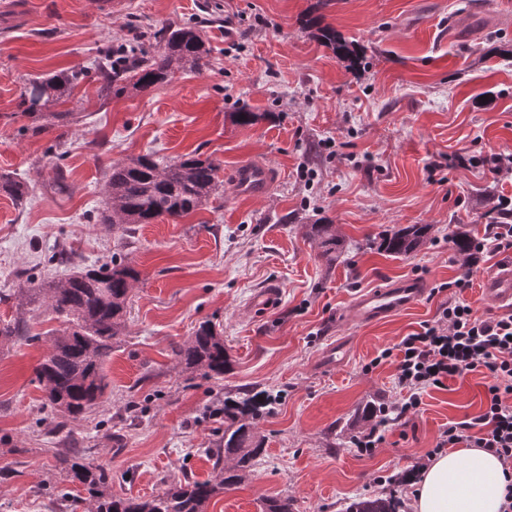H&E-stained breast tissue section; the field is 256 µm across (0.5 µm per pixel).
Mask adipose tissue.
I'll list each match as a JSON object with an SVG mask.
<instances>
[{"instance_id": "obj_1", "label": "adipose tissue", "mask_w": 512, "mask_h": 512, "mask_svg": "<svg viewBox=\"0 0 512 512\" xmlns=\"http://www.w3.org/2000/svg\"><path fill=\"white\" fill-rule=\"evenodd\" d=\"M508 480L494 454L462 448L434 457L415 483V512H503Z\"/></svg>"}]
</instances>
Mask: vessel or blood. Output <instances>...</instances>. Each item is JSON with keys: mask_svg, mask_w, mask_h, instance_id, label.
<instances>
[{"mask_svg": "<svg viewBox=\"0 0 512 512\" xmlns=\"http://www.w3.org/2000/svg\"><path fill=\"white\" fill-rule=\"evenodd\" d=\"M267 182L268 173L260 166H242L236 175L239 194L249 197L262 195ZM483 292L492 303L512 305V264L508 265L505 271L486 276L483 281ZM421 296V288L412 280H405L389 287L367 289L352 300L350 315L359 323L380 321L412 307ZM347 351L346 341H328L321 354V368L334 369L344 360Z\"/></svg>", "mask_w": 512, "mask_h": 512, "instance_id": "vessel-or-blood-1", "label": "vessel or blood"}]
</instances>
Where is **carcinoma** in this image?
<instances>
[{
	"label": "carcinoma",
	"mask_w": 512,
	"mask_h": 512,
	"mask_svg": "<svg viewBox=\"0 0 512 512\" xmlns=\"http://www.w3.org/2000/svg\"><path fill=\"white\" fill-rule=\"evenodd\" d=\"M319 39L355 69L361 65L347 44L324 27ZM210 48L202 29L193 24L169 25L163 45L154 53L136 46L124 51L123 59L105 57L98 61V96L109 99L127 90L145 91L165 82L177 71L200 72L209 64ZM86 70L60 71L32 80L20 95L22 112L37 119L69 120V112L48 108L70 96ZM220 164L210 159L185 155L165 164L149 154L126 158L112 164L105 186L106 209L101 223L112 227L125 224H152L161 217L174 221L197 209L224 188L219 179ZM0 192L16 202L29 193L27 184L6 174L0 175ZM432 230L430 224H409L385 234L381 248L390 255L407 256L424 247ZM308 238L331 260L342 252L344 239L333 224H310ZM456 256L467 266L472 261L471 231L458 226L452 234ZM139 272L129 262L112 258L101 265H82L58 281L25 280L13 296L22 306L43 300L52 312L66 318L69 328L52 337L51 350L35 367L36 379L45 400L63 419H77L102 402L108 388L104 371L112 353V343L125 335L128 296ZM173 354L186 372H202L215 379L233 369V360L224 346L223 333L205 321L194 336L176 346ZM277 396L265 389L246 387L224 393L223 407L210 412L224 424V434L209 450L215 459V476L204 481L176 482L162 492L145 497H123L106 493L112 474L77 452L58 456L61 470L72 483L80 484L95 512H207L211 499L224 489L244 482L257 459L265 454L257 423L272 413ZM381 416L380 406L366 405L359 417L362 427L373 429ZM403 501L396 494L359 497L344 512H402Z\"/></svg>",
	"instance_id": "obj_1"
}]
</instances>
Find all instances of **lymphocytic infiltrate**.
Here are the masks:
<instances>
[{
    "label": "lymphocytic infiltrate",
    "instance_id": "1",
    "mask_svg": "<svg viewBox=\"0 0 512 512\" xmlns=\"http://www.w3.org/2000/svg\"><path fill=\"white\" fill-rule=\"evenodd\" d=\"M382 358L397 357L399 402L385 406L383 425L354 439L359 451L370 453L385 441L384 429L405 424L422 405L429 388L444 387L448 379L486 370L485 410L478 416L449 423L437 449L467 443L493 452L512 465V310L485 318L474 316L461 299L449 300L437 318L404 336Z\"/></svg>",
    "mask_w": 512,
    "mask_h": 512
}]
</instances>
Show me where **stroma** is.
Here are the masks:
<instances>
[{"label":"stroma","instance_id":"obj_1","mask_svg":"<svg viewBox=\"0 0 512 512\" xmlns=\"http://www.w3.org/2000/svg\"><path fill=\"white\" fill-rule=\"evenodd\" d=\"M310 14L365 66L346 71L303 27ZM186 22L202 26L211 48L202 72L106 102L85 78L56 106L71 115L65 125L19 109L29 80L92 67L121 44L156 51L167 25ZM244 109L256 113L252 125L236 123ZM52 145L66 153L62 191ZM147 152L215 160L223 192L175 221L100 223L112 162ZM495 153L512 154V0H131L121 14L95 0H0V173L30 187L20 203L0 193V293L30 274L67 277L71 266L47 262L60 246L85 265L120 253L140 273L104 400L75 420L57 416L34 374L63 320L39 302H0V324L20 317L28 330L0 343V512H65L61 494L73 485L56 458L68 451L110 470L117 495L213 477L220 434L209 410L252 386L279 397L258 424L265 455L207 512H261L276 496L293 512H343L391 491L412 505L413 486L399 476L426 462L449 422L483 412L484 372L428 390L373 453L353 447L355 421L366 402L400 400L397 361L379 355L436 317L449 297L443 283L470 276L463 297L474 314L497 312L482 281L512 255L486 253L465 270L451 242L459 224L483 237L490 198L512 196V174L475 164ZM245 164L268 167L263 198L235 192ZM326 222L346 240L333 263L305 235ZM408 224L432 225L431 241L406 257L379 251L380 235ZM407 278L424 290L418 305L348 322L358 293ZM271 284L278 303L254 308ZM205 321L223 329L233 359L220 380L182 371L172 353ZM333 336L353 337L352 353L318 371Z\"/></svg>","mask_w":512,"mask_h":512}]
</instances>
